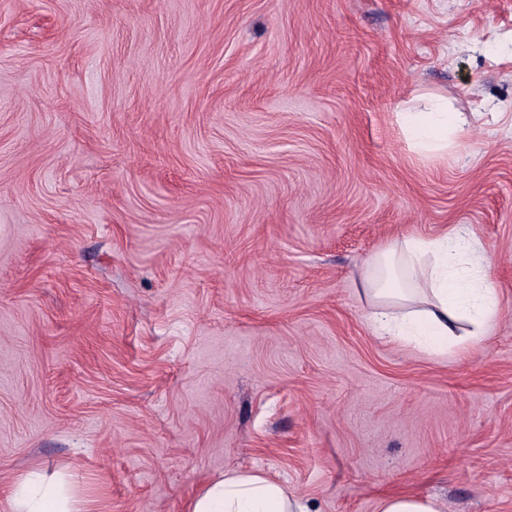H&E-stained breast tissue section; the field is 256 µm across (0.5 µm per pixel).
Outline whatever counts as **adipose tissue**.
Wrapping results in <instances>:
<instances>
[{
  "mask_svg": "<svg viewBox=\"0 0 512 512\" xmlns=\"http://www.w3.org/2000/svg\"><path fill=\"white\" fill-rule=\"evenodd\" d=\"M415 147L441 151L457 147L466 120L444 100L425 111L403 112ZM486 253L455 230L435 238L408 237L379 254L363 281L375 304L370 321L391 343L429 344L433 355L465 349L487 336L496 318L497 298L486 280ZM13 512H77L62 484L32 474L10 490ZM191 512H303L301 503L277 481L259 474H230L206 486Z\"/></svg>",
  "mask_w": 512,
  "mask_h": 512,
  "instance_id": "adipose-tissue-1",
  "label": "adipose tissue"
}]
</instances>
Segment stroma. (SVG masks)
I'll use <instances>...</instances> for the list:
<instances>
[{
  "instance_id": "stroma-1",
  "label": "stroma",
  "mask_w": 512,
  "mask_h": 512,
  "mask_svg": "<svg viewBox=\"0 0 512 512\" xmlns=\"http://www.w3.org/2000/svg\"><path fill=\"white\" fill-rule=\"evenodd\" d=\"M428 94L465 148H413ZM457 226L489 336L378 338L367 260ZM32 470L85 512L233 471L512 512V0H0V512Z\"/></svg>"
}]
</instances>
